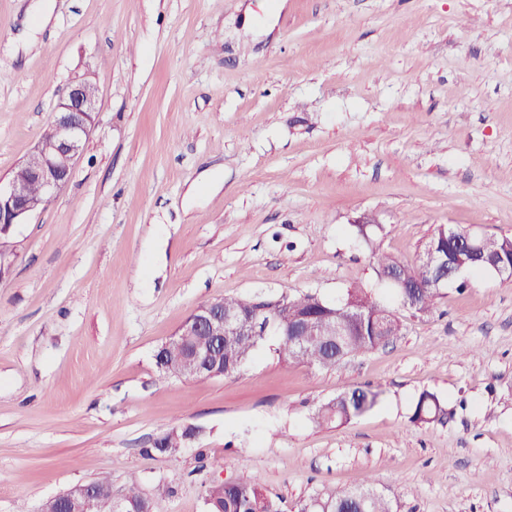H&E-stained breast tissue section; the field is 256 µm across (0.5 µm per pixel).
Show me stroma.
<instances>
[{
  "instance_id": "stroma-1",
  "label": "stroma",
  "mask_w": 512,
  "mask_h": 512,
  "mask_svg": "<svg viewBox=\"0 0 512 512\" xmlns=\"http://www.w3.org/2000/svg\"><path fill=\"white\" fill-rule=\"evenodd\" d=\"M80 77L83 156L0 278V512L102 476L204 512L243 473L284 512L369 486L394 512H512V282L490 272L430 314L388 299L398 335L334 369L269 340L228 379L155 361L204 301L333 302L439 226L512 236V0H0L1 183ZM352 385L379 406L317 423ZM426 390L445 413L416 426Z\"/></svg>"
}]
</instances>
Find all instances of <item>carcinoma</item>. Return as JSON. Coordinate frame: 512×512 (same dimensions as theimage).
Instances as JSON below:
<instances>
[{
  "label": "carcinoma",
  "mask_w": 512,
  "mask_h": 512,
  "mask_svg": "<svg viewBox=\"0 0 512 512\" xmlns=\"http://www.w3.org/2000/svg\"><path fill=\"white\" fill-rule=\"evenodd\" d=\"M372 259L378 280L391 275L404 279L405 288L392 289V295L406 309L429 313L437 303L439 293L430 286L432 271L418 260L401 261L383 252H373ZM224 309L234 310L244 318L260 322L274 317L271 336H236L224 342V376L237 374L248 362L259 344L267 339L274 342L275 352L286 363H303L323 368H336L348 357L363 354L385 346L400 329L398 317L372 291L353 288L346 297L335 303H325L328 310L314 305L311 295L305 293L284 297L276 302L248 298H222ZM345 324L343 335L333 336V324ZM380 393L370 388L351 386L342 389L336 397L323 404L315 414L319 423L348 424L374 409ZM443 411V400L435 393L420 394L411 415L417 425L434 422ZM183 444L181 428L165 433L162 445L153 451L171 455ZM127 497L142 512H152V499L143 496L132 484ZM206 505L211 512H281L279 505L264 494L255 478L240 475L224 483L220 489L210 490ZM298 512H393L391 502L372 490L361 492L338 489L318 504L307 501Z\"/></svg>",
  "instance_id": "cac0c4a2"
}]
</instances>
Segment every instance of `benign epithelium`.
Wrapping results in <instances>:
<instances>
[{
    "mask_svg": "<svg viewBox=\"0 0 512 512\" xmlns=\"http://www.w3.org/2000/svg\"><path fill=\"white\" fill-rule=\"evenodd\" d=\"M98 97L92 94L88 83L72 81L56 107L53 129L49 136L39 140L31 154L21 162L28 178H13L7 187L0 186V235H5L15 224H21L39 206L49 202L69 182L83 155L84 145L94 124ZM39 187L33 196L31 185ZM461 244L473 256L472 264L495 272L505 282L512 281V262L493 263L484 259L488 234L466 229L461 231ZM248 333L243 319L224 311L217 301L193 311L184 324L163 348L180 353L174 376L216 378L224 376V369L205 361L224 347V339ZM107 500L110 512H132L126 507V495L112 494V486L96 482L76 485L47 500L40 512H96L99 503Z\"/></svg>",
    "mask_w": 512,
    "mask_h": 512,
    "instance_id": "benign-epithelium-1",
    "label": "benign epithelium"
}]
</instances>
